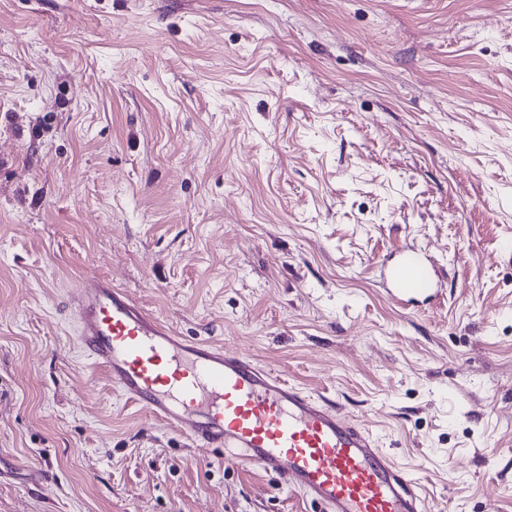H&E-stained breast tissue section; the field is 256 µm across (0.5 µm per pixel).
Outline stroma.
I'll return each instance as SVG.
<instances>
[{"label":"stroma","mask_w":512,"mask_h":512,"mask_svg":"<svg viewBox=\"0 0 512 512\" xmlns=\"http://www.w3.org/2000/svg\"><path fill=\"white\" fill-rule=\"evenodd\" d=\"M101 277L512 512V0H0V512H320L114 392ZM399 263L388 272V280L395 296L407 299H423L433 297L436 283L431 266L425 261L422 252L415 247L401 251Z\"/></svg>","instance_id":"stroma-1"}]
</instances>
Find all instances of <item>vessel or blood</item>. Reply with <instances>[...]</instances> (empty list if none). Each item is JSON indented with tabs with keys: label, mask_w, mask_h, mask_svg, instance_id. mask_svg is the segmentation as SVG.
<instances>
[{
	"label": "vessel or blood",
	"mask_w": 512,
	"mask_h": 512,
	"mask_svg": "<svg viewBox=\"0 0 512 512\" xmlns=\"http://www.w3.org/2000/svg\"><path fill=\"white\" fill-rule=\"evenodd\" d=\"M395 296L436 292L414 247L388 273ZM77 343L113 389L178 435L282 478L323 512H423L408 471L371 433L248 356L178 335L111 280L78 288L67 305Z\"/></svg>",
	"instance_id": "vessel-or-blood-1"
}]
</instances>
